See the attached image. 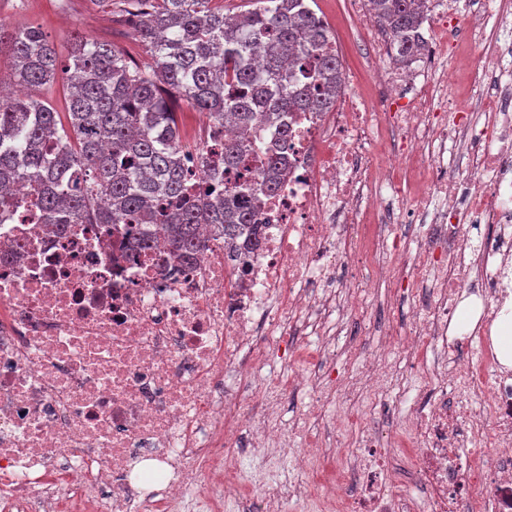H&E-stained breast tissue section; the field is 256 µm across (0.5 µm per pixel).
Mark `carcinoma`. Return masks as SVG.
<instances>
[{
	"label": "carcinoma",
	"mask_w": 512,
	"mask_h": 512,
	"mask_svg": "<svg viewBox=\"0 0 512 512\" xmlns=\"http://www.w3.org/2000/svg\"><path fill=\"white\" fill-rule=\"evenodd\" d=\"M211 2L134 0L135 32L150 56L143 63L81 35L63 63L40 28L0 23V56L11 60L19 85L35 90L0 95V205L10 203V185L23 182L34 188L48 224H106L118 235L138 234L144 249L160 230L182 257L208 247L202 224L228 242L247 228L248 243L258 246L257 208L220 173L242 164L249 144L241 134L256 120L278 126L283 150V113L329 111L341 93L342 64L316 0H254L235 21ZM367 4L395 59L416 58L425 44L427 0ZM61 73L68 89L62 112L37 94ZM174 96L238 133L215 140L219 150L198 172L186 166L189 146ZM281 161L278 150L267 155L268 194L280 187Z\"/></svg>",
	"instance_id": "cac0c4a2"
}]
</instances>
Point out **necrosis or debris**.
<instances>
[{
	"label": "necrosis or debris",
	"instance_id": "4bbe7bcc",
	"mask_svg": "<svg viewBox=\"0 0 512 512\" xmlns=\"http://www.w3.org/2000/svg\"><path fill=\"white\" fill-rule=\"evenodd\" d=\"M379 76V111L348 91L330 111L284 113L276 194L261 192L260 173L278 131L251 127V150L224 181L246 182L258 207L253 250L217 240L183 260L161 239L123 257L103 225L45 223L27 186L14 188V207L0 209V512H223L230 496L239 512L311 500L319 512H512V370L493 354L463 358L472 334L460 313L474 299L490 327L512 298V82L476 73L474 106L489 115L478 125L445 121L435 81L388 62ZM387 124L404 135L393 163L423 167L414 196L392 193V174L371 162ZM452 147L467 168L448 167ZM398 209L419 219L415 250L389 243ZM472 224L487 228L480 243ZM381 252L382 277L399 285L411 271L412 332L365 358L361 381L325 383L283 423L284 389L257 383L258 371L304 329L317 366L331 364L337 288L352 312L370 309L368 285L342 274ZM426 339L441 358L423 370L427 402L374 432L399 361ZM328 402L342 425L357 423L355 454L347 477L327 472L315 488L326 442L309 429ZM488 448L490 466L477 455ZM249 454L270 470L246 488L235 472ZM408 475L414 488L400 485Z\"/></svg>",
	"mask_w": 512,
	"mask_h": 512
}]
</instances>
